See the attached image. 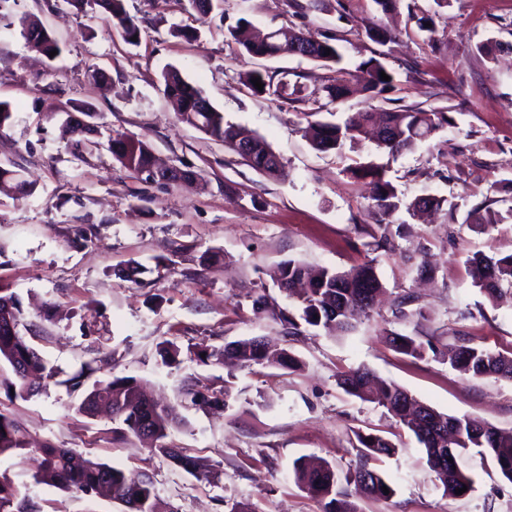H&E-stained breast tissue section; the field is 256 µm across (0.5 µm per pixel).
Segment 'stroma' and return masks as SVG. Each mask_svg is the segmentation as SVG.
<instances>
[{
	"instance_id": "stroma-1",
	"label": "stroma",
	"mask_w": 512,
	"mask_h": 512,
	"mask_svg": "<svg viewBox=\"0 0 512 512\" xmlns=\"http://www.w3.org/2000/svg\"><path fill=\"white\" fill-rule=\"evenodd\" d=\"M432 4L398 0L386 13L375 0H224L203 17L187 0H124L141 29L133 45L100 19L97 6L77 13L65 0H0V101L13 110L12 123L0 129V165L36 186L28 196L0 195V287L16 295L26 338L57 371L26 400L8 399L0 387V411L31 442L148 472L175 512H230L237 502L252 512H325L323 501L296 482L293 464L315 457L347 471L357 461L360 431L390 437L396 451L374 464L394 489L389 499L345 486L359 512H512V482L478 449L459 458L471 491L445 494L415 437L396 428L383 407L336 382L340 372L365 367L440 412L512 431V381L472 378L448 363L465 337L512 352V300L492 304L467 264L476 254H512V218L493 225L467 220L477 208L506 215L512 207L504 190L512 180V0H450L430 33L414 15ZM22 18L59 41L62 54L52 65L26 47ZM240 18L263 31L295 27L335 36L349 69L380 56L393 87L330 105L321 87L335 70L285 56L252 65L286 73L312 99L255 96L226 33ZM176 26L195 30V38L172 35ZM377 28L389 30L391 40H372ZM485 42L495 44L493 56L478 52ZM170 65L204 90L225 121L266 141L280 158V176L260 174L177 118L159 88ZM93 67L105 79H92ZM76 105L91 107L102 126L98 149L79 157L61 135ZM398 106L442 108L450 122L392 156L368 140L323 153L303 132L310 112L332 110L339 122ZM117 135L145 141L170 165L193 170L195 184L139 182L107 147ZM369 161L383 166L403 203L392 216L389 244L379 249L372 246L381 234L374 186L349 172ZM424 195L448 199L457 210L411 216L407 203ZM209 247L220 249L222 260L205 267L199 256ZM289 259L338 271L372 264L387 293L349 333L330 336L306 325L301 335L287 336L279 315L293 305L270 272ZM261 295L267 306L259 312L253 301ZM400 306L402 318L395 314ZM419 308L424 317H415ZM394 332L429 337L433 348L420 359L403 355L388 341ZM253 337L287 350L300 368L216 360L225 345ZM166 340L180 350L168 364L160 356ZM202 348L213 354L204 363L196 358ZM91 361L93 380L132 376L172 405V439L206 464L207 477L151 455L137 439L114 438L108 414L78 413L83 394L64 381ZM193 384L225 405L192 404L186 390ZM37 465L34 454L24 462L0 456V474L41 512H124L112 500L36 482Z\"/></svg>"
}]
</instances>
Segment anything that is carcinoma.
I'll use <instances>...</instances> for the list:
<instances>
[{
    "label": "carcinoma",
    "mask_w": 512,
    "mask_h": 512,
    "mask_svg": "<svg viewBox=\"0 0 512 512\" xmlns=\"http://www.w3.org/2000/svg\"><path fill=\"white\" fill-rule=\"evenodd\" d=\"M106 15L109 24L122 31L127 41L140 35V29L124 8V0H94ZM228 35L241 47L242 55L251 59H275L290 55L284 37L271 31V36L260 40L252 35L251 24L239 19L227 28ZM29 50L34 51L48 61L53 50L62 53L58 40L47 30L37 26L24 25L20 30ZM290 39L298 41L297 56L321 63L325 66L341 64L343 55L335 43V38L310 31L290 34ZM330 55H325V49ZM358 69L367 75L363 91L378 94L392 85L384 81L380 72L388 76L382 61L372 56L360 63ZM340 77L323 87L322 92L333 104L348 97L355 88L357 75L352 71L338 69ZM240 78L258 96H281L288 83L276 79V75L261 69H250L240 73ZM258 78L264 84L258 90L252 79ZM163 94L175 108L177 117L199 131L224 142L229 148L239 139L251 143L249 155L243 160L255 171L268 177L280 172L277 163H270L272 150L257 136L242 131L238 126L224 120V114L217 111L204 93L187 82L180 71L168 66L162 71ZM446 112L436 109L399 107L389 112H361L349 117L342 123L312 121L308 125L307 135L314 149L321 152L341 151L346 142H356L363 138H372L377 148L391 153L411 149L421 141L429 139L437 130L447 125ZM64 132L69 136V144L77 154L95 147L98 142L91 139L80 127L67 118L63 123ZM109 149L113 157L134 176L138 177L156 166L152 149L140 141L113 137L109 140ZM357 179H371L376 187L374 208L380 216V223H390L389 217L398 209L399 199L393 184L384 179L382 169L372 163L360 164L350 169ZM19 191V195H28L34 186L20 178L18 172L0 167V193L7 189ZM474 283L483 290L489 299H496L503 287L512 288V255L502 258L475 255L469 260ZM273 279L288 297L293 299L299 315L281 313L280 320L288 329V335L300 333L297 319H302L312 327H320L327 332L340 330L349 332L353 322L370 315L376 298L384 291V285L374 267L364 264L348 271L330 269L313 270L295 260L284 261L273 271ZM19 300L6 289L0 288V321L10 318L13 330L6 332L0 327V364L12 368L14 379H3L7 396L26 398L33 395L37 388L28 382L31 374H44L51 378L54 368L48 366L37 350L22 336L18 326L22 320ZM389 342L401 354L421 358L426 350L432 348L431 342L422 341L418 336L393 333ZM263 341L257 337L233 343L234 353L230 358L243 366L263 365L265 363L285 368H298L300 361L288 352H282L271 359L262 350ZM451 367L463 375L472 377H496L512 380V357L494 352L470 342L462 343L450 359ZM91 364L63 381L70 391L80 390L85 380L94 372ZM341 387L349 394L362 400L374 397L376 402L392 416L396 424L411 431L425 451L427 463L448 494L463 486H471L472 480L459 467L458 458L469 448H480L488 455L504 479L512 482V432H504L490 424L470 417H457L441 413L426 407L422 418H417L415 405L419 400L395 384H383L372 389L370 373L364 368L351 370L340 377ZM104 403L112 409V415L119 420V426L113 429L114 437L125 439L130 435L140 436L139 421L152 419L153 443L148 451L166 460L173 458L176 446L170 440L174 421L168 408L161 407L147 399L140 391L137 380L131 376H115L98 383L76 406V411L88 416L95 413L99 404ZM359 442V462L339 476L327 463H308L298 460L294 463L296 481L311 496L326 501V512H357L356 508L342 500L340 481L354 482L377 499H387L394 493L389 480L379 471L369 468L368 461L377 456H388L395 452V446L386 437L374 434L356 433ZM27 450L21 429L14 419L0 412V455L12 454L24 457ZM40 456L39 468L35 476L40 483L54 485L62 490L90 496L102 485L111 489V498L127 509V512H174L173 508L162 502L156 494L152 477L143 471H127L110 466L91 456L78 453L71 448H58L46 443L37 448ZM389 493H384L383 488ZM29 501L23 496L13 481L0 475V512H21L22 503Z\"/></svg>",
    "instance_id": "1"
}]
</instances>
